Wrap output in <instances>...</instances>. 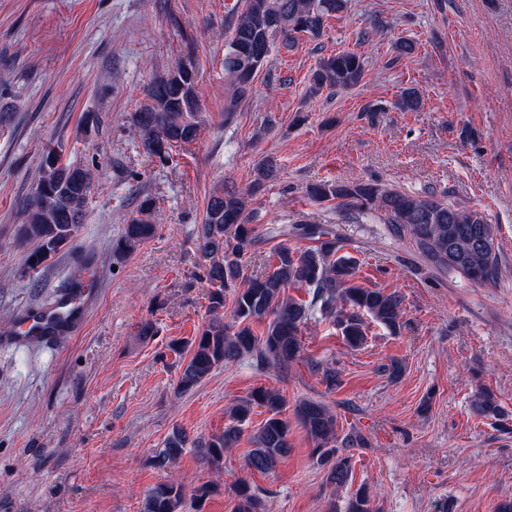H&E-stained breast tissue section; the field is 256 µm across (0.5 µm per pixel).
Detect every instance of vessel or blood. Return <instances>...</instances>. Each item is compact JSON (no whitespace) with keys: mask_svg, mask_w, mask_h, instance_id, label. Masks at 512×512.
<instances>
[{"mask_svg":"<svg viewBox=\"0 0 512 512\" xmlns=\"http://www.w3.org/2000/svg\"><path fill=\"white\" fill-rule=\"evenodd\" d=\"M74 288L68 289L53 303L35 310L27 319L25 331L7 336L8 344L38 342L51 345L59 343L63 335L78 328L82 317V307L91 291L86 286L83 273L74 276Z\"/></svg>","mask_w":512,"mask_h":512,"instance_id":"b4317fda","label":"vessel or blood"}]
</instances>
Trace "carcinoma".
Returning <instances> with one entry per match:
<instances>
[{
  "label": "carcinoma",
  "mask_w": 512,
  "mask_h": 512,
  "mask_svg": "<svg viewBox=\"0 0 512 512\" xmlns=\"http://www.w3.org/2000/svg\"><path fill=\"white\" fill-rule=\"evenodd\" d=\"M349 0H245L244 11L232 24L224 41V76L230 81L231 97L224 121L234 117L238 103L249 98L255 76L274 40L292 42L301 35L318 39L327 20L348 10ZM364 62L353 51H340L319 60L310 76L309 91H341L357 85ZM148 102L133 113L148 156L165 160L172 147L189 143L199 133V103L192 68L186 65L153 81L147 89ZM394 105L415 112L420 106L416 89L407 88ZM82 171L87 177L77 183L69 174ZM256 177L242 190L232 188L210 197L202 224L197 228L195 247L204 261L202 280L209 288V319L187 345H172L189 353L181 368L178 389L186 393L215 369L244 356L258 366L286 369L303 358L302 326L317 311L333 320L343 340L352 348L362 346L372 321L391 334L403 326V299L382 288H365L354 282L356 262L339 254L341 245L333 230L322 224L294 227L295 234L314 245L293 252L281 244L272 271L249 274V252L261 235L269 238L290 235L288 227L271 224L265 229L250 223L248 204L263 185L277 178L278 167L271 159L256 164ZM94 173L79 164L64 163L61 153L49 149L40 163V176L31 195L21 203L24 219L22 237L35 247L27 254V269L35 271L74 239L82 223ZM320 201H337L343 212L380 214L399 237H410L420 254L434 267L454 271L476 284H491L499 275L498 252L494 246L496 227L483 212L449 205L433 195L414 196L384 188L378 181L336 180L309 187ZM149 206L142 201L139 216L125 225L113 245L129 253L156 235L157 225L147 217ZM289 288H306L310 302L286 294ZM231 299L230 323L224 322L226 299ZM265 324L262 335L252 325ZM266 418L250 436L253 448L245 465L252 471L271 473L290 449L288 401L277 389L254 388L230 408L231 423L208 438L189 441L185 432L173 431L155 456L165 468L174 463L187 444L199 449L201 461L219 468L224 453L237 446L253 407ZM475 411L483 418L498 419L502 409L487 389L478 392ZM296 422L313 442L311 458L324 469L325 484L336 488L352 478L353 454L362 444L354 433H339L336 414L322 401L304 399L293 407ZM236 512H260V492L242 481L234 488ZM374 495L365 485L347 500L344 512H374ZM186 493L176 480L154 486L144 497L142 512H184Z\"/></svg>",
  "instance_id": "obj_1"
}]
</instances>
